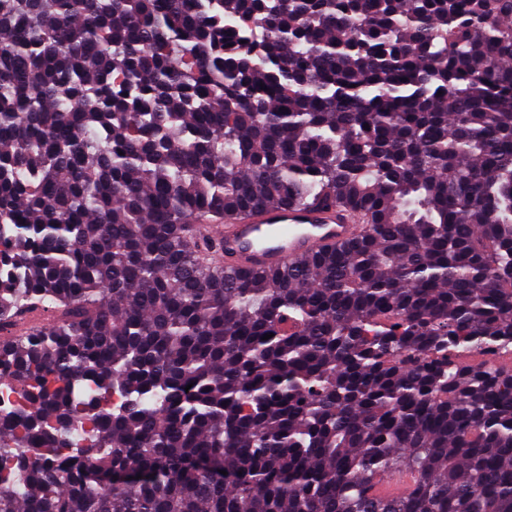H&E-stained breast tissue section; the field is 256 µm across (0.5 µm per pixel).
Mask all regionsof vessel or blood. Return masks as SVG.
Instances as JSON below:
<instances>
[{
    "mask_svg": "<svg viewBox=\"0 0 512 512\" xmlns=\"http://www.w3.org/2000/svg\"><path fill=\"white\" fill-rule=\"evenodd\" d=\"M361 230L349 209L326 205L275 207L230 224H209L206 245L224 266L238 270L274 269L318 249L345 243Z\"/></svg>",
    "mask_w": 512,
    "mask_h": 512,
    "instance_id": "vessel-or-blood-1",
    "label": "vessel or blood"
}]
</instances>
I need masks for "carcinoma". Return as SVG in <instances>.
Masks as SVG:
<instances>
[{
  "mask_svg": "<svg viewBox=\"0 0 512 512\" xmlns=\"http://www.w3.org/2000/svg\"><path fill=\"white\" fill-rule=\"evenodd\" d=\"M2 225L0 512H512V0H0ZM360 231L347 208L296 205L264 209L231 224H207L203 232L209 251L224 267L251 270L293 264Z\"/></svg>",
  "mask_w": 512,
  "mask_h": 512,
  "instance_id": "cac0c4a2",
  "label": "carcinoma"
}]
</instances>
